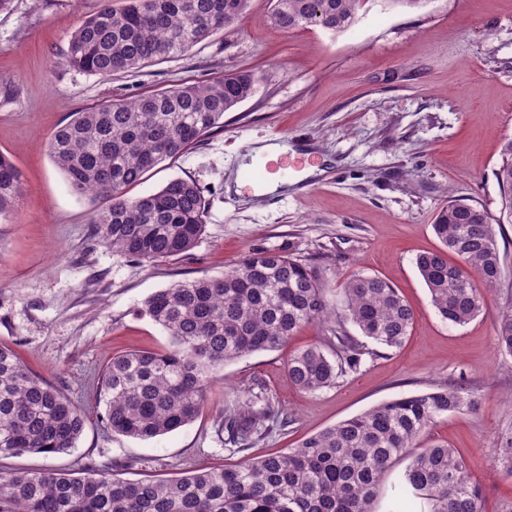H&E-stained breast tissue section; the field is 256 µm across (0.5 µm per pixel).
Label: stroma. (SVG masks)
I'll return each instance as SVG.
<instances>
[{"label":"stroma","mask_w":512,"mask_h":512,"mask_svg":"<svg viewBox=\"0 0 512 512\" xmlns=\"http://www.w3.org/2000/svg\"><path fill=\"white\" fill-rule=\"evenodd\" d=\"M100 6L12 0L0 12V152L21 172L15 209L0 222V341L86 419L75 448L0 457V471L189 475L240 463L218 429L246 389L273 397L288 421L251 449L257 457L382 402L460 384L478 397V409L439 418L418 445L453 448L482 489L484 512H512V471L497 455L512 443V355L500 350L496 331L500 310L512 303V224L499 238L504 277L484 289L483 311L466 325L440 319L415 266L418 254L438 247L432 224L448 200L500 212L494 172L512 139V0H422L416 8L367 0L358 24L342 34L276 31L271 0H250L237 27L184 56L109 77L63 60L71 33ZM227 70L258 73L253 96L126 191L136 199L174 178L194 181L209 203L199 244L149 266L112 255L90 224L98 201L72 193L52 161L53 134L73 113L105 101L205 83ZM255 140L291 146L277 160L287 178L312 166L323 176L260 196L248 183L229 191ZM260 249L310 262L331 293L357 272L389 281L414 310L410 335L309 393L289 385L285 369L291 351L328 348L325 329L309 324L285 348L225 365L193 423L149 440L113 434L98 385L107 364L168 345L141 315L144 299L177 281L221 275Z\"/></svg>","instance_id":"1"}]
</instances>
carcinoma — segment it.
I'll return each mask as SVG.
<instances>
[{"instance_id": "cac0c4a2", "label": "carcinoma", "mask_w": 512, "mask_h": 512, "mask_svg": "<svg viewBox=\"0 0 512 512\" xmlns=\"http://www.w3.org/2000/svg\"><path fill=\"white\" fill-rule=\"evenodd\" d=\"M250 0H101L99 11L71 34L65 64L86 75L130 73L175 58L242 20ZM365 0H272V27H319L338 34L358 21ZM258 78L248 70L224 73L205 85L116 99L77 112L51 138L49 151L71 190L103 202L93 218L98 243L141 263L182 256L205 232L207 204L191 180L175 178L158 191L130 200L127 187L167 158L186 152L216 128L224 113L250 98ZM500 216L482 206L450 200L433 231L440 249L416 257L431 303L442 320L465 325L480 315L486 288L504 274L498 233L512 222V139L495 172ZM20 174L0 153V221L13 212ZM463 265L448 262V254ZM331 305L322 277L282 249L245 256L219 277L179 281L149 295L141 313L168 336L164 351L137 350L112 357L100 378L104 420L114 434L148 440L192 423L204 406L213 375L225 364L283 347L303 326H328L335 354L311 345L288 356V381L315 392L358 369L366 344L396 348L414 325V311L386 280L358 274L339 288ZM498 344L512 355V303L499 312ZM462 387L441 386L378 404L311 435L293 448L263 457L248 451L279 417L275 400L248 393L224 412V449L240 464L162 480H127L107 473H0V512H376L381 483L403 457L404 497L388 512H408V499L425 512H483L478 485L453 449L434 444L414 454L436 418L476 409ZM84 428L81 410L32 374L0 342V455H52L75 447Z\"/></svg>"}]
</instances>
